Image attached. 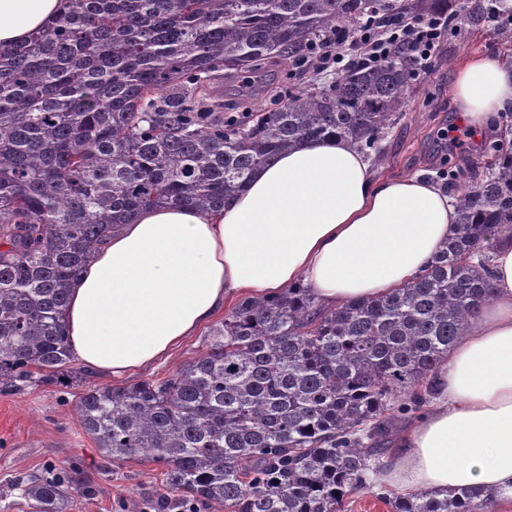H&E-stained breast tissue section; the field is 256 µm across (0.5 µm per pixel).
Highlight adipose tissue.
Instances as JSON below:
<instances>
[{
	"instance_id": "adipose-tissue-1",
	"label": "adipose tissue",
	"mask_w": 512,
	"mask_h": 512,
	"mask_svg": "<svg viewBox=\"0 0 512 512\" xmlns=\"http://www.w3.org/2000/svg\"><path fill=\"white\" fill-rule=\"evenodd\" d=\"M68 0H0V46L23 43ZM452 97L462 120L512 109V65L465 61ZM457 224L447 190L384 177L339 138L308 141L258 170L230 206L141 212L113 233L71 289L73 355L120 375L166 357L240 292L298 282L324 304L387 293L426 268ZM494 292L437 371L438 389L382 480L400 489L512 487V229L491 251Z\"/></svg>"
}]
</instances>
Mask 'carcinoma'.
Here are the masks:
<instances>
[{"label": "carcinoma", "mask_w": 512, "mask_h": 512, "mask_svg": "<svg viewBox=\"0 0 512 512\" xmlns=\"http://www.w3.org/2000/svg\"><path fill=\"white\" fill-rule=\"evenodd\" d=\"M457 16L456 0H69L29 41L0 47V384L68 371L71 284L112 228L166 205L218 210L252 172L306 140L372 149L418 70L402 42L330 84L224 118V81L305 57L361 20ZM457 192L458 224L425 273L327 308L299 283L242 299L167 379L90 386L84 431L114 464L164 469L201 512H342L369 488L398 422L490 297L489 253L512 227V142ZM69 475L21 483L33 512H69ZM504 491L418 490L391 512H491Z\"/></svg>", "instance_id": "1"}]
</instances>
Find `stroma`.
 <instances>
[{
    "label": "stroma",
    "instance_id": "1",
    "mask_svg": "<svg viewBox=\"0 0 512 512\" xmlns=\"http://www.w3.org/2000/svg\"><path fill=\"white\" fill-rule=\"evenodd\" d=\"M488 53L502 55L512 64V51L498 44L497 29L490 22L477 28L457 27L441 38L434 52L435 71L414 80L401 119L381 143L380 157L373 162L377 172L420 173L444 185L448 179L441 165L450 156L462 186L472 171L482 169L488 160L481 150L483 132H476L463 146L450 144L444 135L461 124L451 97L460 65ZM336 76L333 68L316 75L295 64L270 69L254 85L230 80L223 88L225 113L242 119L254 100L269 104L287 96L289 90L326 85ZM204 337L201 331L188 337L164 361L130 374V381L166 378L201 354ZM71 367L77 375L73 381H44L35 376L19 387L0 389V512H30L20 491L21 480L62 467L73 482L70 512H157L164 491L161 466L140 458L120 465L106 460L75 411L83 386H113L116 378L90 374L76 361ZM86 485L94 488V495L83 494Z\"/></svg>",
    "mask_w": 512,
    "mask_h": 512
}]
</instances>
